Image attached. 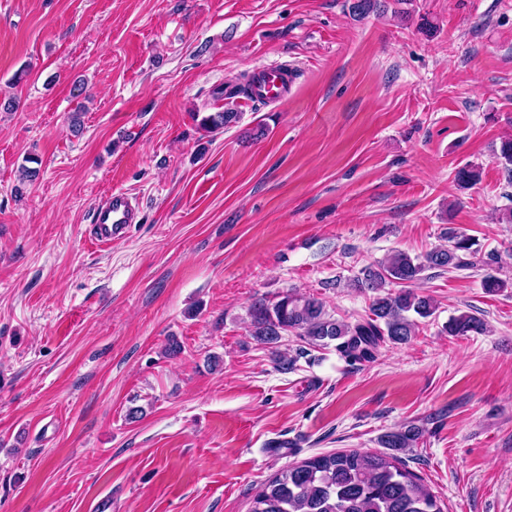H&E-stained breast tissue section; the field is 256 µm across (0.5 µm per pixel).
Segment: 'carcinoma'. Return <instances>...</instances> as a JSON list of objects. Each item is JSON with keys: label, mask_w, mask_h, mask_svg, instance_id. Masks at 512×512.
<instances>
[{"label": "carcinoma", "mask_w": 512, "mask_h": 512, "mask_svg": "<svg viewBox=\"0 0 512 512\" xmlns=\"http://www.w3.org/2000/svg\"><path fill=\"white\" fill-rule=\"evenodd\" d=\"M238 112H213L200 121L209 132L236 123ZM474 238L448 231V247L423 257L397 252L375 267L362 269L353 287L373 297L366 317L354 324L331 317L315 297L282 295L276 301L257 299L251 307L252 335L275 344L281 333L293 332L311 346L333 344L351 363L371 362L381 342L406 344L416 335L417 318L435 313L434 300L413 289L427 269H465L476 253ZM398 289L392 290L390 286ZM487 326L474 314L448 321L451 336L481 335ZM422 437L414 425L387 432L381 447L391 452L349 449L314 455L287 465L253 498L249 512H443L437 496L410 471L397 451L413 448Z\"/></svg>", "instance_id": "1"}]
</instances>
